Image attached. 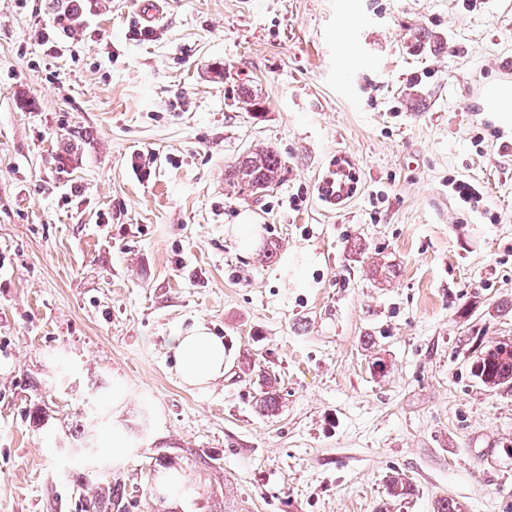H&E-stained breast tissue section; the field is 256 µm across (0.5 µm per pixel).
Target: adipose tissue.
<instances>
[{"label": "adipose tissue", "instance_id": "obj_1", "mask_svg": "<svg viewBox=\"0 0 512 512\" xmlns=\"http://www.w3.org/2000/svg\"><path fill=\"white\" fill-rule=\"evenodd\" d=\"M171 352L181 383L197 391L208 389L214 380L223 377L231 363L223 338L201 326L176 332Z\"/></svg>", "mask_w": 512, "mask_h": 512}]
</instances>
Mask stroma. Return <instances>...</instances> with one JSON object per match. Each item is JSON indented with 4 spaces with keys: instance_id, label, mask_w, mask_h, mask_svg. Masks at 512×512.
<instances>
[{
    "instance_id": "stroma-1",
    "label": "stroma",
    "mask_w": 512,
    "mask_h": 512,
    "mask_svg": "<svg viewBox=\"0 0 512 512\" xmlns=\"http://www.w3.org/2000/svg\"><path fill=\"white\" fill-rule=\"evenodd\" d=\"M89 2L68 31L59 0H0V512H76L92 410L128 512H377L397 472L406 512H512V392L470 374L512 340V122L475 94L512 70V0H169L146 36L142 0ZM257 145L285 161L259 198L224 180ZM195 325L232 356L204 393L170 351ZM336 172H332L327 180H324L318 188L319 195L324 201H330L337 196H345V199L353 196L358 187V179L353 172L352 166L347 160L336 162ZM342 202L336 198V207ZM448 185L451 186L454 196L460 202L469 205V208H478L483 203V194L474 183L453 178L448 181Z\"/></svg>"
}]
</instances>
